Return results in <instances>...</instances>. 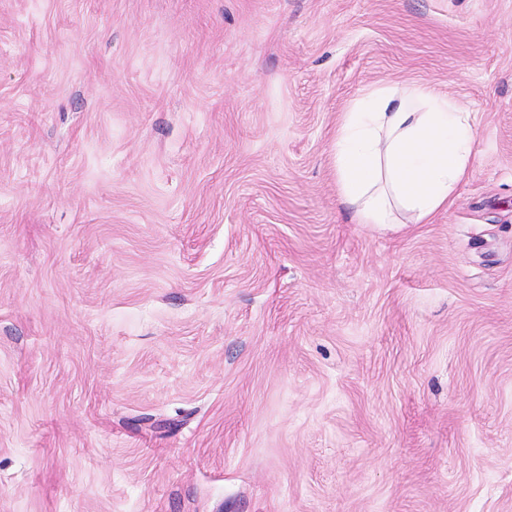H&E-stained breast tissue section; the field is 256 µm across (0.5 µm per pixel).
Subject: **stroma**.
<instances>
[{"label":"stroma","mask_w":512,"mask_h":512,"mask_svg":"<svg viewBox=\"0 0 512 512\" xmlns=\"http://www.w3.org/2000/svg\"><path fill=\"white\" fill-rule=\"evenodd\" d=\"M403 82L472 171L351 223ZM0 512H512V0H0ZM470 112L430 85L376 84L341 112L333 164L354 224H427L474 162Z\"/></svg>","instance_id":"35a3bbf8"}]
</instances>
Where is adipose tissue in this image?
Instances as JSON below:
<instances>
[{
  "mask_svg": "<svg viewBox=\"0 0 512 512\" xmlns=\"http://www.w3.org/2000/svg\"><path fill=\"white\" fill-rule=\"evenodd\" d=\"M470 113L430 85L376 84L339 116L338 197L357 224H427L474 162Z\"/></svg>",
  "mask_w": 512,
  "mask_h": 512,
  "instance_id": "ef3b65f1",
  "label": "adipose tissue"
}]
</instances>
